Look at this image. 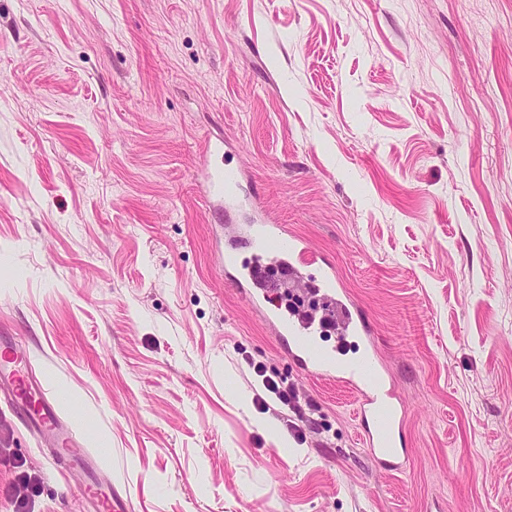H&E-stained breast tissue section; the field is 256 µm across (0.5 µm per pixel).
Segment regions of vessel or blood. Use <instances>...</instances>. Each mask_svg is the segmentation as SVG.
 <instances>
[{"instance_id":"b4317fda","label":"vessel or blood","mask_w":512,"mask_h":512,"mask_svg":"<svg viewBox=\"0 0 512 512\" xmlns=\"http://www.w3.org/2000/svg\"><path fill=\"white\" fill-rule=\"evenodd\" d=\"M209 149L218 162L208 166L201 175L205 196L223 213L225 223L237 226L234 240L225 243L219 252V267L225 280L237 288L247 289L263 263L268 262L278 264L288 273L317 269L327 285H334V266L323 261L305 238L288 233L278 224L262 209L256 195L241 192L245 172L235 163L234 150L220 138L211 141ZM245 247L254 251V261L242 258L241 250ZM269 299V294L265 293L253 297L252 303L275 334L287 340L288 354L294 363L307 374L343 383L355 393L354 413L364 446L380 466L398 469L405 451L398 448L395 433L403 425V415L394 405L395 385L378 359L371 325L361 308L350 306L348 324L362 343V353L343 360L310 336L306 319L295 313L287 315L279 309H268ZM0 381L7 383L14 397L21 400L40 391L27 357L8 343L0 345ZM37 417L42 432L60 448L68 467H89L85 449L59 420L53 399L41 396ZM82 494L93 502L97 512H133L132 502L125 493L117 489L103 491L95 478H88Z\"/></svg>"}]
</instances>
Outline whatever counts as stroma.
<instances>
[{"label":"stroma","mask_w":512,"mask_h":512,"mask_svg":"<svg viewBox=\"0 0 512 512\" xmlns=\"http://www.w3.org/2000/svg\"><path fill=\"white\" fill-rule=\"evenodd\" d=\"M218 134L368 317L403 470L225 281ZM2 336L134 512H512V0H0ZM85 480L0 397V512ZM253 370L258 376L263 377L262 382L265 390L274 394L283 406L288 407L298 417V420L304 421L305 411L303 406L310 410L314 406L311 398L300 392L294 385L288 384L282 378L275 380L267 376L261 363L254 364Z\"/></svg>","instance_id":"1"}]
</instances>
